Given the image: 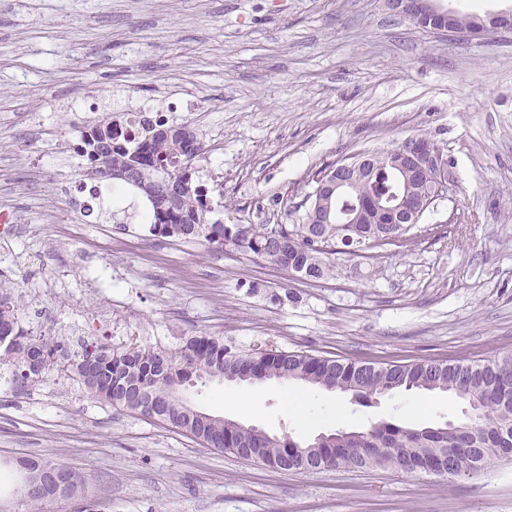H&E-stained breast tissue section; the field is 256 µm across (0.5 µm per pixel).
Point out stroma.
I'll return each instance as SVG.
<instances>
[{
    "label": "stroma",
    "instance_id": "35a3bbf8",
    "mask_svg": "<svg viewBox=\"0 0 512 512\" xmlns=\"http://www.w3.org/2000/svg\"><path fill=\"white\" fill-rule=\"evenodd\" d=\"M200 101L195 112L175 106ZM190 124L194 177L227 224L304 223L314 172L424 135L446 190L404 247L336 256L310 282L233 247L150 234L146 198L81 188L73 146L108 111ZM0 285L22 324L66 344L174 348L219 336L249 349L370 363L512 353V33L469 41L385 0H0ZM299 393V414L284 409ZM254 393L251 413L230 404ZM202 412L301 440L378 421L442 425L446 392L361 405L303 383L212 381ZM417 405L405 415L403 407ZM72 467L89 495L57 512H512V461L445 479L390 467L285 474L118 411L63 378L0 380V458Z\"/></svg>",
    "mask_w": 512,
    "mask_h": 512
}]
</instances>
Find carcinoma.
<instances>
[{
	"mask_svg": "<svg viewBox=\"0 0 512 512\" xmlns=\"http://www.w3.org/2000/svg\"><path fill=\"white\" fill-rule=\"evenodd\" d=\"M126 112H107L81 132L76 153L84 158L82 176L99 180V167L134 180L123 184L147 193L150 202L145 223L149 232L172 240L199 241L216 247L232 246L309 281L333 276L334 255L363 257L372 241L400 238L406 224L390 223L388 208L407 189L426 192L430 180L405 179L390 166L383 151H375L376 174L370 182L354 181L349 193L332 200L333 224H223L211 220L213 209L203 185L194 178V165L204 155L203 142L187 125L153 128L137 112V133H125ZM360 201L370 202L365 223L347 224L346 217ZM13 366L12 384L25 390L44 384L65 370L85 391L116 410H126L166 423L210 448L290 473L323 469H368L391 466L405 473L424 472L453 478L512 460V353L481 360H418L377 366L373 363L315 357L303 351L276 347L242 350L213 336H191L169 350L128 345L115 348L101 341L79 338L76 348L35 337L19 326L10 293L0 291V337ZM221 372L241 381L266 378L301 382L328 391L350 393L363 404L399 391H447L466 399L472 392L478 406L452 424L407 427L391 421L371 424L364 430H336V440L318 448L291 434L256 435L235 420L200 417L180 392L206 382ZM15 467L52 469L48 485H29L20 480L15 494L30 512H52L50 506L84 492L80 476L63 462L31 456L15 460Z\"/></svg>",
	"mask_w": 512,
	"mask_h": 512,
	"instance_id": "1",
	"label": "carcinoma"
}]
</instances>
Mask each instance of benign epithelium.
I'll use <instances>...</instances> for the list:
<instances>
[{
	"label": "benign epithelium",
	"mask_w": 512,
	"mask_h": 512,
	"mask_svg": "<svg viewBox=\"0 0 512 512\" xmlns=\"http://www.w3.org/2000/svg\"><path fill=\"white\" fill-rule=\"evenodd\" d=\"M387 5L396 14L422 28L439 33H460L468 40L479 39L490 31H512V9L489 13L479 17L471 26L460 28L455 25L456 12L439 7L437 0H387ZM390 153L397 158L400 165L412 170L430 169L434 172L432 198L423 200L404 194L398 197L395 204L400 223L417 224L433 199L445 189L446 171L442 149L435 141L418 135L398 143L390 149ZM356 170L371 173L370 158L367 154L359 153L336 162L330 173L331 179L320 182L314 188L313 196L317 198V202L324 206L333 194H345L351 184L350 175Z\"/></svg>",
	"instance_id": "1"
}]
</instances>
